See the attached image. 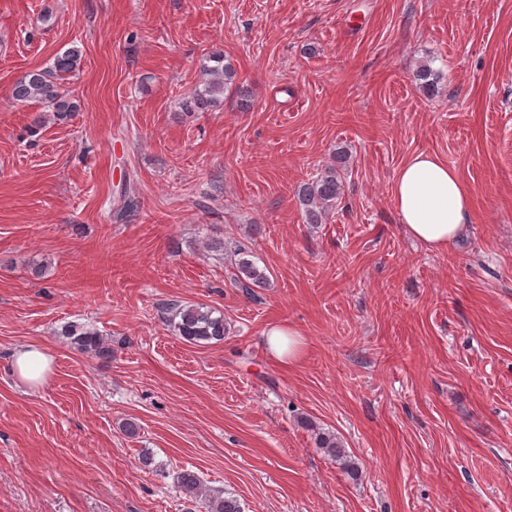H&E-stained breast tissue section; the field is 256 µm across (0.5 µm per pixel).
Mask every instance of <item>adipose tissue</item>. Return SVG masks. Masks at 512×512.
<instances>
[{
    "label": "adipose tissue",
    "instance_id": "adipose-tissue-1",
    "mask_svg": "<svg viewBox=\"0 0 512 512\" xmlns=\"http://www.w3.org/2000/svg\"><path fill=\"white\" fill-rule=\"evenodd\" d=\"M392 195L405 230L434 251H447L471 220L469 187L454 168L427 152L402 165ZM52 365V356L38 344L25 346L14 360L18 376L33 386L46 383Z\"/></svg>",
    "mask_w": 512,
    "mask_h": 512
}]
</instances>
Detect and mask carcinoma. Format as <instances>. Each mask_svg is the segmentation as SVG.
I'll use <instances>...</instances> for the list:
<instances>
[{
    "instance_id": "1",
    "label": "carcinoma",
    "mask_w": 512,
    "mask_h": 512,
    "mask_svg": "<svg viewBox=\"0 0 512 512\" xmlns=\"http://www.w3.org/2000/svg\"><path fill=\"white\" fill-rule=\"evenodd\" d=\"M82 54L76 47L54 57L50 66L27 72L12 87V97L17 102L36 100L44 105L58 122L71 119L79 109V104L68 94L61 91V81L65 76L79 69ZM201 77L194 90L186 97L185 110L207 112L224 101L225 92L233 84L235 77L232 66L224 62V54L214 52L201 65ZM415 80L423 92L432 97L437 90V75L428 65H423L415 74ZM347 167V153L337 152L336 165L327 167L312 180L301 184L297 190V201L306 223L320 224L323 217L343 195L344 184L339 170ZM268 282L265 270L249 259L246 251L240 252L235 264L233 284L250 293L252 288H261ZM165 321L174 335L185 342L200 346L224 341L227 326L224 315H215V311L201 304H182L169 302L163 307ZM61 335L70 340L78 351L89 353L99 359L112 358V344L101 335L79 324H68ZM317 445L327 449L329 456L346 468H353L348 454L342 448L341 441L330 433H317ZM177 482L192 499L205 495L207 512H242L240 503L232 496L221 491L205 493L201 480L192 471L178 474Z\"/></svg>"
}]
</instances>
